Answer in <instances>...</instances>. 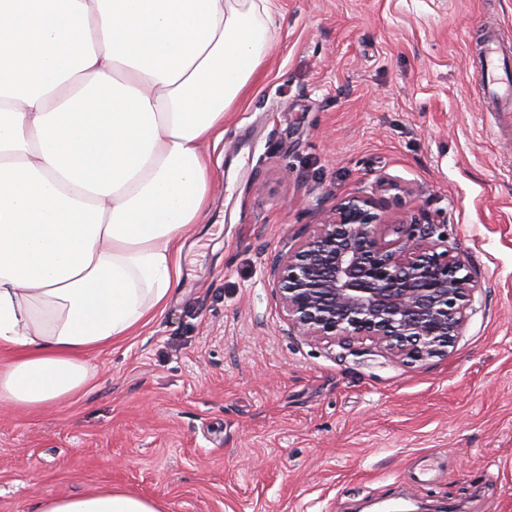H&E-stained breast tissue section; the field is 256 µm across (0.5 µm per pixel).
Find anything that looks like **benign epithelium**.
<instances>
[{"mask_svg": "<svg viewBox=\"0 0 512 512\" xmlns=\"http://www.w3.org/2000/svg\"><path fill=\"white\" fill-rule=\"evenodd\" d=\"M437 231L367 196L343 199L270 266L289 330L344 348L369 340L403 361L447 356L475 280Z\"/></svg>", "mask_w": 512, "mask_h": 512, "instance_id": "7a95c632", "label": "benign epithelium"}]
</instances>
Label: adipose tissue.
I'll list each match as a JSON object with an SVG mask.
<instances>
[{"label": "adipose tissue", "instance_id": "ef3b65f1", "mask_svg": "<svg viewBox=\"0 0 512 512\" xmlns=\"http://www.w3.org/2000/svg\"><path fill=\"white\" fill-rule=\"evenodd\" d=\"M278 0H0V406L70 403L182 276ZM31 512H165L102 486Z\"/></svg>", "mask_w": 512, "mask_h": 512}]
</instances>
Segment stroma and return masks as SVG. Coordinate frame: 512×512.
Returning <instances> with one entry per match:
<instances>
[{"mask_svg": "<svg viewBox=\"0 0 512 512\" xmlns=\"http://www.w3.org/2000/svg\"><path fill=\"white\" fill-rule=\"evenodd\" d=\"M488 32L512 51V0H280L165 309L76 402L0 407V512L105 485L166 512H512V129L474 77ZM384 178L470 259L447 357L288 332L273 259Z\"/></svg>", "mask_w": 512, "mask_h": 512, "instance_id": "35a3bbf8", "label": "stroma"}]
</instances>
